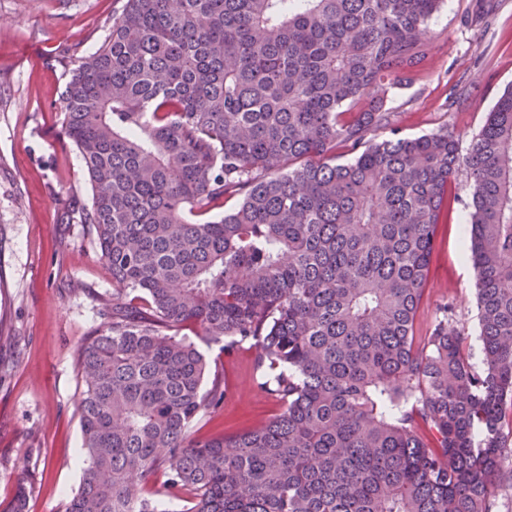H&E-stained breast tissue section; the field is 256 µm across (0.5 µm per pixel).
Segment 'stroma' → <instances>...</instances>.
Returning a JSON list of instances; mask_svg holds the SVG:
<instances>
[{
  "mask_svg": "<svg viewBox=\"0 0 512 512\" xmlns=\"http://www.w3.org/2000/svg\"><path fill=\"white\" fill-rule=\"evenodd\" d=\"M473 0H446L430 23L418 76L391 89L387 106L401 136L448 131L468 147L512 84V0H498L488 26L468 25ZM120 0H0V505L26 493V512H65L83 464L82 379L77 351L102 328L112 272L91 225L63 223L69 200L88 202L79 152L60 134L62 63L94 52ZM471 202L465 178L438 224L417 338L429 335L444 303L470 338L479 334L476 274L461 260ZM225 377L224 403L198 435L268 420L278 403L258 386L253 352L225 354L192 325L182 328Z\"/></svg>",
  "mask_w": 512,
  "mask_h": 512,
  "instance_id": "stroma-1",
  "label": "stroma"
}]
</instances>
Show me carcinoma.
Masks as SVG:
<instances>
[{"label":"carcinoma","instance_id":"1","mask_svg":"<svg viewBox=\"0 0 512 512\" xmlns=\"http://www.w3.org/2000/svg\"><path fill=\"white\" fill-rule=\"evenodd\" d=\"M444 0H124L70 58L61 134L112 314L79 348L86 467L65 512H494L512 480V85L461 151L397 135ZM490 0H475L484 24ZM389 131L380 141L372 132ZM353 153L336 161V150ZM472 190L478 346L414 327L451 185ZM237 208L200 220L232 197ZM247 343L272 419L191 437Z\"/></svg>","mask_w":512,"mask_h":512}]
</instances>
